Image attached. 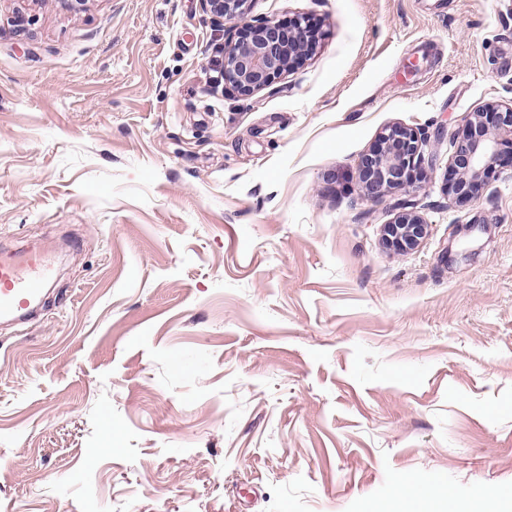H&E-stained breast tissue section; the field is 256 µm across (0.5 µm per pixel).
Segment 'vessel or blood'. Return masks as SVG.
I'll use <instances>...</instances> for the list:
<instances>
[{"instance_id":"b4317fda","label":"vessel or blood","mask_w":512,"mask_h":512,"mask_svg":"<svg viewBox=\"0 0 512 512\" xmlns=\"http://www.w3.org/2000/svg\"><path fill=\"white\" fill-rule=\"evenodd\" d=\"M54 277V267L42 253L32 251L23 261L0 256V320L32 315L44 289Z\"/></svg>"}]
</instances>
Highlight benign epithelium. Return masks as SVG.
I'll return each mask as SVG.
<instances>
[{"label":"benign epithelium","mask_w":512,"mask_h":512,"mask_svg":"<svg viewBox=\"0 0 512 512\" xmlns=\"http://www.w3.org/2000/svg\"><path fill=\"white\" fill-rule=\"evenodd\" d=\"M248 0H205L217 25L242 17ZM316 48L313 23L306 16L286 22L247 23L238 39L224 50V84L249 96L282 75L302 66ZM512 141V104L492 102L471 113L454 135L447 194L463 203L478 198L498 162V141ZM426 138L412 128L389 126L358 164L364 196L378 200L394 190L415 187L424 161ZM428 224L413 210L383 225L385 244L398 252L415 249L426 237Z\"/></svg>","instance_id":"7a95c632"}]
</instances>
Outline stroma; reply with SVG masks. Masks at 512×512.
Segmentation results:
<instances>
[{
	"mask_svg": "<svg viewBox=\"0 0 512 512\" xmlns=\"http://www.w3.org/2000/svg\"><path fill=\"white\" fill-rule=\"evenodd\" d=\"M0 0V251L51 254L0 324V512H368L412 484L512 494V143L476 200L450 138L512 101V0ZM315 53L250 96L213 68L243 22ZM416 187L365 199L384 128ZM408 200L413 251L382 228ZM216 25L224 24V20L243 17L246 13L248 0H203ZM426 138L412 128L389 126L358 164V179L364 196L378 200L394 190L415 187L424 161ZM428 226L413 210L399 214L390 224L383 226L385 244L398 252L415 249L426 237Z\"/></svg>",
	"mask_w": 512,
	"mask_h": 512,
	"instance_id": "1",
	"label": "stroma"
}]
</instances>
